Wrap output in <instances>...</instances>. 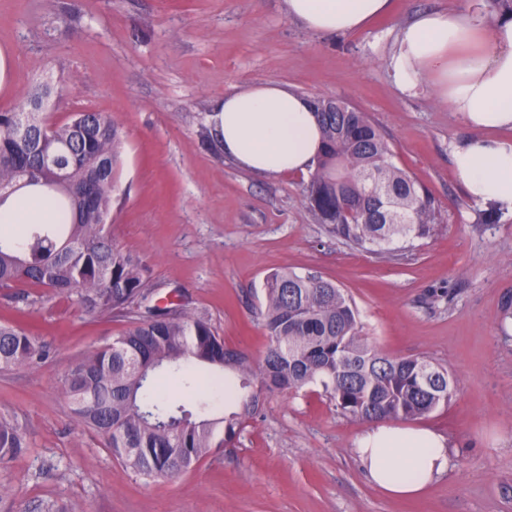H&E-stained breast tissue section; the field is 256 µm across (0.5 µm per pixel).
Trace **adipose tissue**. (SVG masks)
<instances>
[{"label":"adipose tissue","instance_id":"ef3b65f1","mask_svg":"<svg viewBox=\"0 0 512 512\" xmlns=\"http://www.w3.org/2000/svg\"><path fill=\"white\" fill-rule=\"evenodd\" d=\"M290 18L324 35L364 29L389 13L392 0H284ZM389 69L398 89L436 85L469 134L453 150L469 197L512 211V16L478 8L424 11L402 25ZM212 123L225 155L243 168L275 176L311 169L321 131L309 99L275 83L225 94ZM53 202L20 190L0 205L1 224H47ZM357 454L378 488L393 497L421 493L449 465L445 440L430 429L395 423L374 426Z\"/></svg>","mask_w":512,"mask_h":512}]
</instances>
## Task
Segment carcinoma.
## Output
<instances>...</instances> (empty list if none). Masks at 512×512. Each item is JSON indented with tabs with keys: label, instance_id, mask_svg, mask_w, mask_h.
Returning a JSON list of instances; mask_svg holds the SVG:
<instances>
[{
	"label": "carcinoma",
	"instance_id": "cac0c4a2",
	"mask_svg": "<svg viewBox=\"0 0 512 512\" xmlns=\"http://www.w3.org/2000/svg\"><path fill=\"white\" fill-rule=\"evenodd\" d=\"M44 84L0 112V203L18 189L53 192L51 224H33L19 239L0 231V288H48L76 297L89 315L120 316L129 326L110 344L72 364L65 394L76 423L93 430L112 455L147 479L172 478L210 449L235 444L267 393L320 385L342 413L375 422L413 420L451 401L456 381L427 357L391 356L363 333L344 289L317 275L274 271L264 282L263 357L229 348L201 317L134 308L150 293L142 260L118 248L104 221L112 211L122 141L112 119L76 112L47 127L28 112ZM335 99H316L322 149L310 170L306 200L317 223L346 244L372 250L395 241L412 250L437 233L427 189L396 166L389 143L367 113L327 112ZM48 350L25 329L0 323V369L32 367ZM164 371L207 393L231 378L237 403L221 416L192 409L157 387ZM19 425L0 418V461L25 453Z\"/></svg>",
	"mask_w": 512,
	"mask_h": 512
}]
</instances>
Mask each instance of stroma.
<instances>
[{"instance_id": "35a3bbf8", "label": "stroma", "mask_w": 512, "mask_h": 512, "mask_svg": "<svg viewBox=\"0 0 512 512\" xmlns=\"http://www.w3.org/2000/svg\"><path fill=\"white\" fill-rule=\"evenodd\" d=\"M470 0H394L371 26L321 36L284 0H0L8 59L0 112L36 81H63L53 117L101 112L123 143L109 231L149 268L152 302L207 320L229 346L260 357L264 280L317 274L356 303L384 352L425 356L457 381L448 406L417 418L448 443L450 465L415 499L389 497L356 453L367 422L321 387L266 394L231 448L149 480L71 418L70 364L109 344L126 320L73 299L0 288V322L48 349L29 369L0 370V414L28 449L0 462V512H512V213L484 223L453 166L466 134L430 88L408 96L388 71L399 27L420 11ZM274 82L366 112L394 163L434 199L436 235L413 251L365 252L329 235L304 196L307 175L260 176L227 158L210 115L225 93Z\"/></svg>"}]
</instances>
